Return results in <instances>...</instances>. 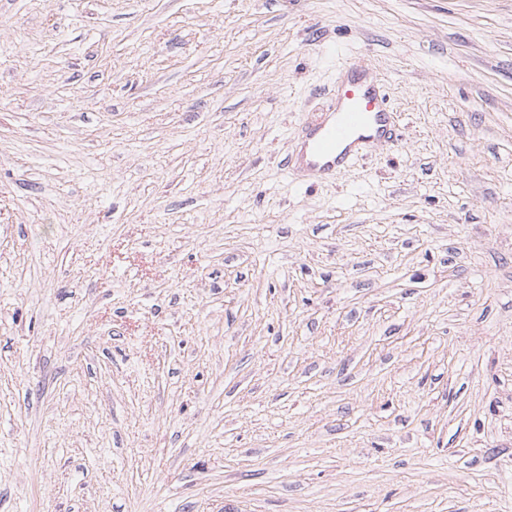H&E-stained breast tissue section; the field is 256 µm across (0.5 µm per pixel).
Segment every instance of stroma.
Listing matches in <instances>:
<instances>
[{"label":"stroma","instance_id":"1","mask_svg":"<svg viewBox=\"0 0 512 512\" xmlns=\"http://www.w3.org/2000/svg\"><path fill=\"white\" fill-rule=\"evenodd\" d=\"M0 512H512V0H0ZM330 100L320 112L306 113L287 161L292 175L334 180L365 152L394 145L397 114L364 57L345 62Z\"/></svg>","mask_w":512,"mask_h":512}]
</instances>
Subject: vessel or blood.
<instances>
[{"instance_id":"vessel-or-blood-1","label":"vessel or blood","mask_w":512,"mask_h":512,"mask_svg":"<svg viewBox=\"0 0 512 512\" xmlns=\"http://www.w3.org/2000/svg\"><path fill=\"white\" fill-rule=\"evenodd\" d=\"M397 126L380 80L364 57H351L340 71L330 103L306 113L288 170L314 182L335 179L365 152L394 145Z\"/></svg>"}]
</instances>
